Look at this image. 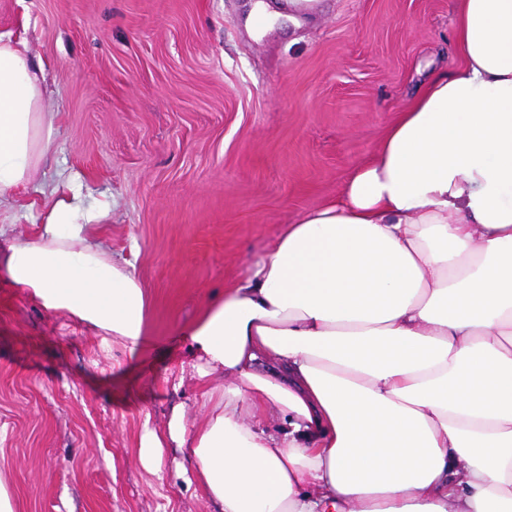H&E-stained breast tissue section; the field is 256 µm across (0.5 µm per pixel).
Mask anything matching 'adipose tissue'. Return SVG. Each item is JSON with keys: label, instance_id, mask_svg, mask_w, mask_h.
<instances>
[{"label": "adipose tissue", "instance_id": "ef3b65f1", "mask_svg": "<svg viewBox=\"0 0 512 512\" xmlns=\"http://www.w3.org/2000/svg\"><path fill=\"white\" fill-rule=\"evenodd\" d=\"M453 38L462 66L188 326L208 409L143 430L148 471L186 449L219 512H512V0H457ZM42 95L0 34V202L49 149ZM80 218L53 199L0 264L136 347L146 293Z\"/></svg>", "mask_w": 512, "mask_h": 512}]
</instances>
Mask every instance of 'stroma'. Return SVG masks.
<instances>
[{
    "mask_svg": "<svg viewBox=\"0 0 512 512\" xmlns=\"http://www.w3.org/2000/svg\"><path fill=\"white\" fill-rule=\"evenodd\" d=\"M0 0L45 67L50 148L0 206V251L51 190L109 216L91 235L149 300L136 351L43 308L0 268V471L16 512H214L144 427L206 411L183 334L303 212L334 200L417 92L461 64L453 0Z\"/></svg>",
    "mask_w": 512,
    "mask_h": 512,
    "instance_id": "obj_1",
    "label": "stroma"
}]
</instances>
